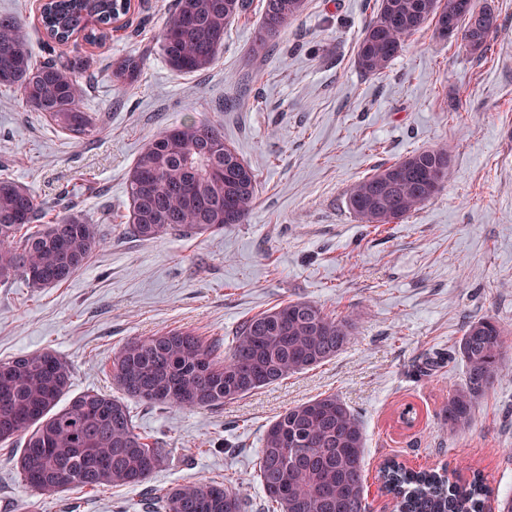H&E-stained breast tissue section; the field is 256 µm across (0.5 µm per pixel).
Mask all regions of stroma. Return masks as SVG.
<instances>
[{
  "mask_svg": "<svg viewBox=\"0 0 512 512\" xmlns=\"http://www.w3.org/2000/svg\"><path fill=\"white\" fill-rule=\"evenodd\" d=\"M499 29L479 55L414 34L385 73L355 63L377 0H306L304 13L265 56L251 60L263 0L228 25L224 49L203 72L178 74L157 52L175 0H131L116 31L82 44L93 57L80 74L82 105L99 127L78 140L0 88V174L63 214L61 190L80 203L102 245L68 280L35 288L0 284V360L51 350L72 370L71 394L113 392L112 356L126 341L190 330L231 348L245 319L289 300L351 316L354 334L330 361L224 406L180 410L129 400L138 431L165 461L150 484L215 479L263 512L256 460L267 425L288 407L339 395L362 422L369 512H395L377 473L387 460L481 473L485 512L512 498V0H493ZM41 0H0L16 16L35 61L46 40ZM139 61L137 82L112 74L113 60ZM206 119L255 171L261 185L245 224L201 237L153 240L127 229V174L160 130ZM446 145L444 189L396 224L369 226L347 208L353 185L417 149ZM491 318L509 335L505 373L475 405L468 426L443 422L464 379L456 345L467 324ZM413 406L412 426L398 420ZM17 448L0 444V512H150L142 487L24 488Z\"/></svg>",
  "mask_w": 512,
  "mask_h": 512,
  "instance_id": "35a3bbf8",
  "label": "stroma"
}]
</instances>
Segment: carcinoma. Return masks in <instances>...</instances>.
<instances>
[{
    "label": "carcinoma",
    "mask_w": 512,
    "mask_h": 512,
    "mask_svg": "<svg viewBox=\"0 0 512 512\" xmlns=\"http://www.w3.org/2000/svg\"><path fill=\"white\" fill-rule=\"evenodd\" d=\"M128 0H48L41 14L51 42L80 35L93 44L107 37L127 13ZM306 0H266L253 55L260 57L304 12ZM246 0H176L158 37L161 55L178 74L209 69L224 48L228 24ZM486 13L476 26L473 10ZM456 24V39L487 54L498 30L490 0H378L357 43V65L380 75L428 22L440 30ZM91 67L77 54L38 64L17 17L0 15V86L20 92L27 106L76 139L98 131L84 111L76 74ZM125 57L113 75L137 76ZM212 137L224 151L207 155ZM445 146L414 151L379 167L351 189L347 204L366 224H396L434 198L448 181ZM131 233L142 240L175 232L206 235L248 221L257 201V175L224 140L221 127L191 119L155 134L128 173ZM37 197L8 176L0 177V283L20 278L34 288L67 282L100 245L96 227L76 213L39 223ZM353 335L352 319L332 317L319 305L291 300L244 321L226 356L187 331L163 330L126 342L112 357L113 383L128 397L151 406L197 410L277 383L338 355ZM507 331L497 321H471L459 340L464 384L443 409L448 429L467 426L477 400L500 375ZM71 386L69 363L50 350L0 360V442H21L15 461L25 488L55 494L71 488L141 486L163 463V449L136 430L124 399L86 391L62 408ZM365 438L356 414L335 394L286 409L265 430L257 479L266 512H368ZM397 512H483L490 489L473 474L460 482L440 472L384 468ZM157 512H249L245 498L214 480L177 485L152 497Z\"/></svg>",
    "instance_id": "obj_1"
}]
</instances>
